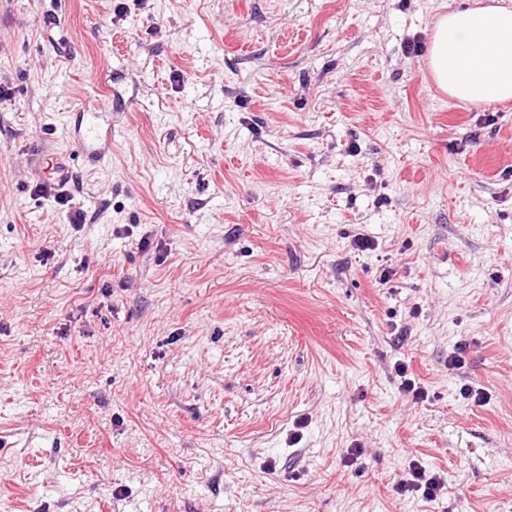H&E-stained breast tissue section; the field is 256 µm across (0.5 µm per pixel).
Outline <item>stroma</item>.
Listing matches in <instances>:
<instances>
[{
  "label": "stroma",
  "instance_id": "1",
  "mask_svg": "<svg viewBox=\"0 0 512 512\" xmlns=\"http://www.w3.org/2000/svg\"><path fill=\"white\" fill-rule=\"evenodd\" d=\"M478 2L6 0L0 512H512V100L428 67ZM107 108L106 104L97 102L86 110L87 113L83 114V120L86 118L87 123L80 139L76 141V152L99 165L104 162L106 157L102 141H112V125L105 126L101 122L102 116L109 113L106 112ZM66 181L60 184L51 182L45 178L42 182H36L33 189V194L38 198L49 199L52 197L53 202L58 206H69L73 198L69 195L68 191L63 189ZM57 186V187H56ZM395 492L399 495L406 493H421L427 501H435L447 490V478L439 473L427 472L418 461L411 460L395 485Z\"/></svg>",
  "mask_w": 512,
  "mask_h": 512
}]
</instances>
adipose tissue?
<instances>
[{"label":"adipose tissue","mask_w":512,"mask_h":512,"mask_svg":"<svg viewBox=\"0 0 512 512\" xmlns=\"http://www.w3.org/2000/svg\"><path fill=\"white\" fill-rule=\"evenodd\" d=\"M429 65L437 85L471 103L512 100V7L493 4L438 16Z\"/></svg>","instance_id":"1"}]
</instances>
